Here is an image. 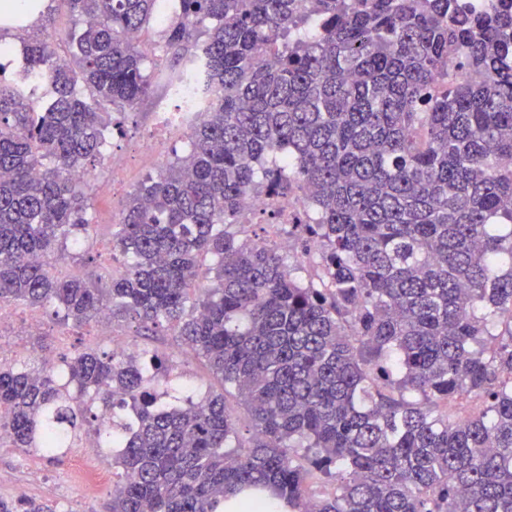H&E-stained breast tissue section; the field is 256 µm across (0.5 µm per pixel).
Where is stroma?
<instances>
[{
	"mask_svg": "<svg viewBox=\"0 0 512 512\" xmlns=\"http://www.w3.org/2000/svg\"><path fill=\"white\" fill-rule=\"evenodd\" d=\"M168 93L160 87H153L150 95L131 113L114 114L112 130V158L95 162L91 167L88 218L95 225V244L89 255L76 258L60 268L64 275H85L95 271L106 273L117 270L118 265L110 258L112 235L115 231L112 215L118 212L130 194L134 193L148 175L156 174L160 163L172 159L175 153L184 151L186 141L176 133L155 135V106ZM154 137L157 154L147 160L141 157L139 145L147 137ZM120 162L126 169V177L115 193L105 195L99 190L102 183L111 181L112 164ZM29 309L17 307L8 314L0 325V351L6 361L28 357L30 347L42 349L49 361L77 350L94 349L111 351L112 336L98 335L96 328L63 324L52 309H41L43 329L39 335H24L25 316ZM113 334L121 341L136 348L148 347L172 359L169 374L170 387L185 389L187 385L199 384L206 377L207 370L196 358L182 360L176 336L166 329L156 335L142 336L135 324L116 321L112 324ZM101 449L79 447L52 457L37 452H25L17 448L0 447V496L11 498L18 486H26L29 498L50 501L59 512H101L112 495L113 473H106L104 479L91 487L83 485V470L97 463Z\"/></svg>",
	"mask_w": 512,
	"mask_h": 512,
	"instance_id": "obj_1",
	"label": "stroma"
}]
</instances>
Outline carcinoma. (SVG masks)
<instances>
[{
  "label": "carcinoma",
  "instance_id": "cac0c4a2",
  "mask_svg": "<svg viewBox=\"0 0 512 512\" xmlns=\"http://www.w3.org/2000/svg\"><path fill=\"white\" fill-rule=\"evenodd\" d=\"M81 27L27 32L0 78V310L166 328L233 386L165 404L169 358L92 349L0 364V428L53 455L89 433L119 480L107 512H219L265 493L288 512H512V14L461 0H55ZM481 75L472 81L467 74ZM187 99L186 154L119 214L108 276L86 250L87 164L109 109L152 85ZM302 196L300 267L239 215ZM215 263L204 265L207 256ZM0 512H56L0 497Z\"/></svg>",
  "mask_w": 512,
  "mask_h": 512
}]
</instances>
